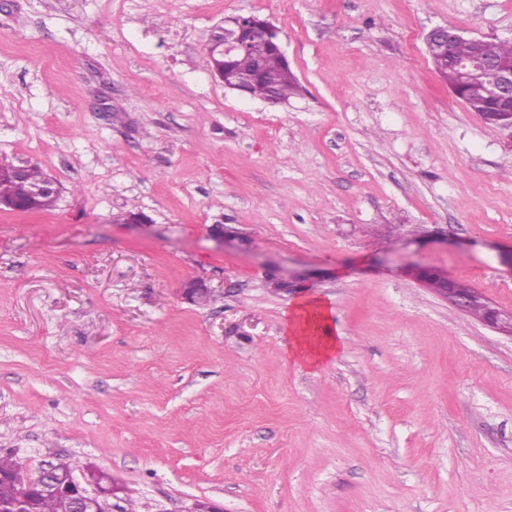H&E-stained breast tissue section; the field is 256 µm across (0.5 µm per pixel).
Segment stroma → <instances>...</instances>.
Masks as SVG:
<instances>
[{
  "label": "stroma",
  "instance_id": "35a3bbf8",
  "mask_svg": "<svg viewBox=\"0 0 512 512\" xmlns=\"http://www.w3.org/2000/svg\"><path fill=\"white\" fill-rule=\"evenodd\" d=\"M238 15L302 95L211 76ZM446 25L512 38V0H0V163L61 189L0 210V454L120 512H512V330L412 273L512 312V130L435 71ZM314 298L341 348L300 368ZM435 270L429 268L417 267L412 270V273L416 279L429 285L431 289L440 293L453 305L458 308L468 311L472 305L480 303L486 306L490 310V319L487 321L489 325L497 326L502 321V313L495 307H493L486 299L478 292L468 288L467 286L457 283L455 288L453 280L449 279L448 275L438 272L443 277L442 288L437 285L430 284L429 279L435 274Z\"/></svg>",
  "mask_w": 512,
  "mask_h": 512
}]
</instances>
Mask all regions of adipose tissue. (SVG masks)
<instances>
[{
    "label": "adipose tissue",
    "instance_id": "1",
    "mask_svg": "<svg viewBox=\"0 0 512 512\" xmlns=\"http://www.w3.org/2000/svg\"><path fill=\"white\" fill-rule=\"evenodd\" d=\"M339 349L331 312L318 300L299 303L293 312L292 336L287 355L298 365L315 368Z\"/></svg>",
    "mask_w": 512,
    "mask_h": 512
}]
</instances>
